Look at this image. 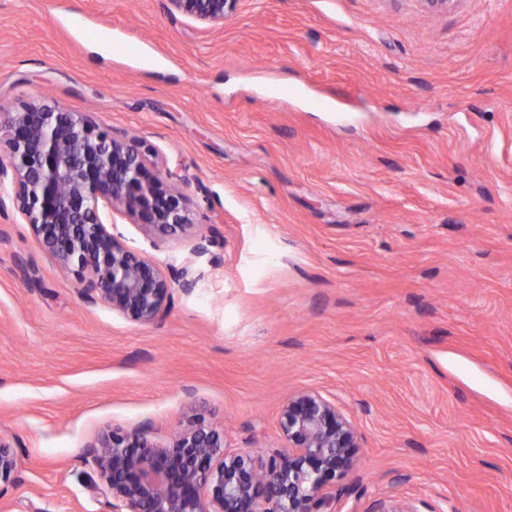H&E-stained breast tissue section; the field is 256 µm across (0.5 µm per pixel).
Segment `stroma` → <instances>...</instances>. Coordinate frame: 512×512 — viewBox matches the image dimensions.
Returning <instances> with one entry per match:
<instances>
[{
  "instance_id": "1",
  "label": "stroma",
  "mask_w": 512,
  "mask_h": 512,
  "mask_svg": "<svg viewBox=\"0 0 512 512\" xmlns=\"http://www.w3.org/2000/svg\"><path fill=\"white\" fill-rule=\"evenodd\" d=\"M0 0V110L46 96L156 151L210 241L113 234L188 272L142 324L83 296L0 211L11 512H112L86 450L286 442L308 390L359 434L335 512H512V0ZM240 0H167L170 14L178 13L208 26H220L233 16Z\"/></svg>"
}]
</instances>
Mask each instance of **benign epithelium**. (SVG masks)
Listing matches in <instances>:
<instances>
[{
	"mask_svg": "<svg viewBox=\"0 0 512 512\" xmlns=\"http://www.w3.org/2000/svg\"><path fill=\"white\" fill-rule=\"evenodd\" d=\"M238 2L167 0V8L220 26ZM158 165L141 142L114 138L56 103L0 113V211L12 207L86 297L144 324L166 312L174 286H194L112 235L116 214L156 239L194 235L186 196L154 172ZM279 426L288 449L267 458L228 449L200 416L166 445L143 430L112 428L86 457L116 512H333L331 487L360 448L356 429L316 391L289 397ZM17 472L14 447L0 436V496Z\"/></svg>",
	"mask_w": 512,
	"mask_h": 512,
	"instance_id": "benign-epithelium-1",
	"label": "benign epithelium"
}]
</instances>
